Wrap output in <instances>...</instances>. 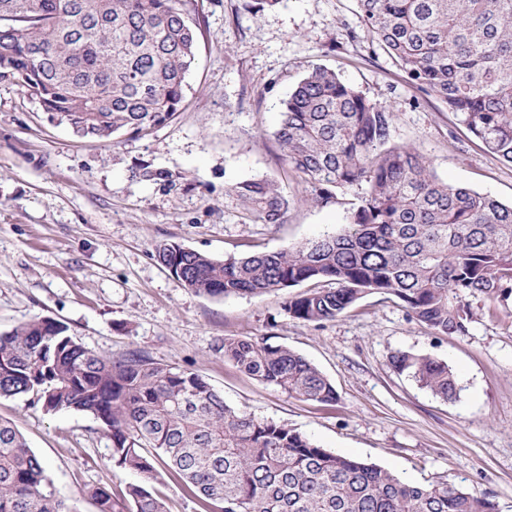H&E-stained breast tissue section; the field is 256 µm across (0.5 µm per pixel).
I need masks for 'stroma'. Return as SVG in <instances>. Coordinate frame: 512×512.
<instances>
[{"label": "stroma", "instance_id": "1", "mask_svg": "<svg viewBox=\"0 0 512 512\" xmlns=\"http://www.w3.org/2000/svg\"><path fill=\"white\" fill-rule=\"evenodd\" d=\"M199 23L185 101L166 124L118 143L78 136L38 101L0 80V332L35 318L64 324L114 359L140 350L205 377L225 402L284 423L316 445L378 464L406 481L459 485L512 512V299L468 298L462 335L440 336L396 297L369 294L322 323L291 317L288 290L210 297L157 260L174 241L222 259L274 252L341 231L365 192L324 205L281 161L274 131L283 99L322 65L394 115L390 142L425 156L436 175L512 204V165L489 154L434 95L413 86L364 25L357 0H183ZM276 180L289 200L277 224L250 220L224 194L242 179ZM283 344L314 364L337 398L307 401L261 383L217 354L224 337ZM398 351L448 363L457 394L444 400L396 371ZM48 465L58 494L97 512L86 489L122 497L135 474L115 467L89 415L48 414L0 399Z\"/></svg>", "mask_w": 512, "mask_h": 512}]
</instances>
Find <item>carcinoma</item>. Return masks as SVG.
<instances>
[{"mask_svg": "<svg viewBox=\"0 0 512 512\" xmlns=\"http://www.w3.org/2000/svg\"><path fill=\"white\" fill-rule=\"evenodd\" d=\"M357 2L406 78L512 164V0ZM196 28L182 0H0V80L83 138L143 134L180 110ZM392 122V113L333 70L308 69L282 104L275 138L284 165L318 186L312 202L366 185L347 228L224 260L162 242L156 257L211 297L314 283L285 304L306 322L332 320L376 293L398 298L436 333H466L467 298L512 297V206L450 185L414 149L389 145ZM224 194L255 222L277 224L288 210V197L267 178L228 184ZM218 351L263 383L305 400H336L329 379L286 345L226 337ZM392 364L444 400L457 393L442 360L403 351ZM1 397L99 423L113 464L141 481L121 500L104 487L87 489L98 512H167L151 486L167 474L181 479L202 512H500L487 493L410 483L286 424L237 411L196 372L138 351L105 357L50 318L0 332ZM0 512H78L24 435L2 420Z\"/></svg>", "mask_w": 512, "mask_h": 512, "instance_id": "1", "label": "carcinoma"}]
</instances>
